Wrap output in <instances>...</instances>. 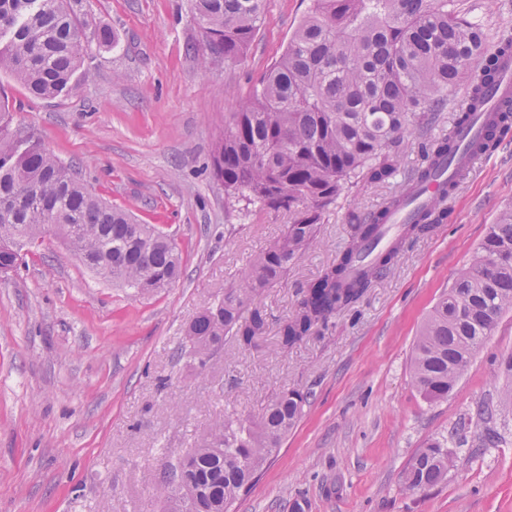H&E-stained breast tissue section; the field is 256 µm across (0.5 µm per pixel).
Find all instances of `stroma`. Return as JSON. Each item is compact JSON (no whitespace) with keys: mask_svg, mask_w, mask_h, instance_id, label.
<instances>
[{"mask_svg":"<svg viewBox=\"0 0 512 512\" xmlns=\"http://www.w3.org/2000/svg\"><path fill=\"white\" fill-rule=\"evenodd\" d=\"M487 36L512 30V0H458ZM312 0H266L242 61L204 57L190 0H78L112 39L87 34L69 90L31 97L0 74L11 124L28 127L83 182L177 243L182 274L157 295L97 277L56 233L0 276V512H162L163 473L219 418L257 417L284 390L309 395L296 427L230 512H512V311L477 349L447 401L411 379L416 336L499 213L512 206V135L449 195L444 216L407 240L364 297L293 347L278 326L334 263L355 225L398 182L349 185L317 245L255 304L268 326L254 346L233 338L207 366L183 352L186 330L224 296L250 257L278 238L285 210L244 208L212 171L224 118L280 58ZM454 96L414 133L400 173L422 161L425 136L452 126ZM490 428L498 441L476 447ZM447 439L446 482L407 491L412 457Z\"/></svg>","mask_w":512,"mask_h":512,"instance_id":"35a3bbf8","label":"stroma"}]
</instances>
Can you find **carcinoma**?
I'll use <instances>...</instances> for the list:
<instances>
[{
    "mask_svg": "<svg viewBox=\"0 0 512 512\" xmlns=\"http://www.w3.org/2000/svg\"><path fill=\"white\" fill-rule=\"evenodd\" d=\"M74 0H0V72L35 98L65 91L79 68L84 31ZM279 60L250 98L225 123L212 156L224 192L249 204L285 209L283 234L255 254L224 299L201 312L188 328L189 352L204 366L230 336L249 346L265 329L254 306L264 290L280 284L295 260L317 244L318 225L355 179L384 183L397 172L391 149L408 146L414 126L429 123L467 81L468 104L455 115L461 128L480 111L497 74L498 57L512 54V37L494 46L455 0H313ZM265 0H191L210 54L224 63L242 60L262 20ZM512 131V108L488 118L477 144L488 151ZM454 142L434 138L425 162L408 174L420 182ZM405 194L390 198L357 228L355 239L325 269L279 328L282 348L302 341L337 311L358 301L373 279L390 268L402 238L365 259L381 223ZM434 210L422 211L403 238L426 232ZM56 228L69 253L97 276L141 294H157L181 275L177 244L153 224H139L126 210L91 191L31 129L9 128L0 110V267L14 268L24 248ZM512 310V208L503 210L432 307L415 340L411 379L429 402L448 399L474 352L499 317ZM308 395L275 396L255 421L222 419L180 458L179 487L165 485V512H229L300 419ZM454 457L433 440L412 459L407 490L448 478Z\"/></svg>",
    "mask_w": 512,
    "mask_h": 512,
    "instance_id": "obj_1",
    "label": "carcinoma"
}]
</instances>
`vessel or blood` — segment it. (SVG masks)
I'll use <instances>...</instances> for the list:
<instances>
[{
  "instance_id": "vessel-or-blood-1",
  "label": "vessel or blood",
  "mask_w": 512,
  "mask_h": 512,
  "mask_svg": "<svg viewBox=\"0 0 512 512\" xmlns=\"http://www.w3.org/2000/svg\"><path fill=\"white\" fill-rule=\"evenodd\" d=\"M510 104H512V55L508 54L498 59V73L494 85L488 90L485 111L477 113L474 124L468 130L454 133L453 138L460 145L454 161L451 165L442 167L435 177L418 187L409 205L392 214L390 225L383 227L379 238L372 244L373 249L380 250L387 247L396 226L409 223L417 208L429 206L439 198L443 184L449 177L464 175L471 169L477 155L475 151L468 149V142L479 134L487 113Z\"/></svg>"
}]
</instances>
